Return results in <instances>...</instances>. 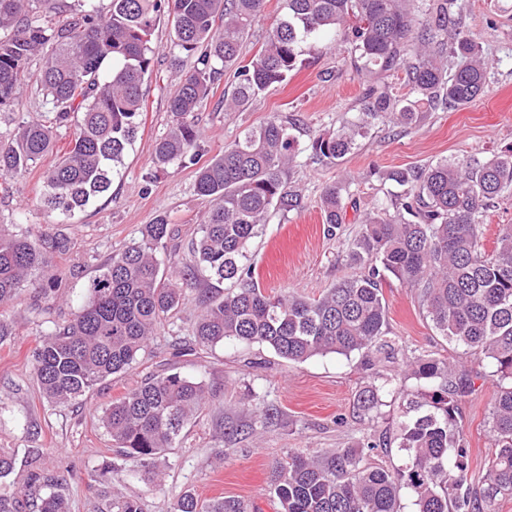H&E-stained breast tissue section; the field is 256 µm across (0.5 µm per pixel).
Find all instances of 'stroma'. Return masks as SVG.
Listing matches in <instances>:
<instances>
[{"label": "stroma", "instance_id": "35a3bbf8", "mask_svg": "<svg viewBox=\"0 0 512 512\" xmlns=\"http://www.w3.org/2000/svg\"><path fill=\"white\" fill-rule=\"evenodd\" d=\"M463 18L491 63L485 93L470 104L428 113L407 129L376 125L338 165L313 163L310 140L354 120L365 88L348 51L325 36L317 48L303 50L286 82L244 110L224 109V99L235 87L233 70H226L194 115L200 132L196 162L163 171L154 162V145L174 122L168 99L179 82V51L170 19L161 17L152 34L156 53L144 86L146 108L139 117V133L110 189L66 225L41 207L42 170L55 163L57 151L66 150L71 139L70 131L62 128L56 132V152L45 156L41 167L0 181V224L19 231H61L71 240L70 251L56 260L57 268L67 273L61 288L46 298L32 287L22 288L5 309L13 334L0 343V454L13 456L16 474H23L27 461L38 457L40 466L58 477L67 512H97L98 490L90 473L105 459L119 465L112 475L114 490L138 496L143 512H169L173 495L186 490L203 499L237 498L247 512H279L268 489L276 459L291 450L313 455L396 434L399 397L385 396L368 419L356 413L358 392L383 377L413 388L414 380L401 370L403 357L457 359L462 349L435 330L418 290L392 278L384 286L387 327L401 357L372 366L359 353L291 363L256 343L231 341L201 348L194 338L201 311L197 289L186 291L178 312L157 325L132 369L108 378L72 404L42 397L33 352L46 332L71 318L88 280L113 253L137 241L144 225L165 218L174 231L169 249L180 261H189V248L211 206L195 191L198 166L276 114L297 121L293 135L299 153L293 177L306 207L299 213L272 214L250 244L246 262L269 294L291 289L313 297L354 273L348 251L359 216L374 201L387 198L388 187L378 173L442 159L482 161L512 144V0H464ZM42 66V58L33 59L26 91L0 105V141H7L23 121H51L40 91ZM348 178L355 181L357 206L330 237L322 224L319 197L325 184ZM471 368L481 378L461 405L460 425L470 450V472L477 477L490 453L492 385L483 364L475 361ZM171 370L202 382L213 399L185 425L178 447L147 471L138 460L118 457L99 417L113 399ZM267 407L274 409L275 418L264 423L260 414Z\"/></svg>", "mask_w": 512, "mask_h": 512}]
</instances>
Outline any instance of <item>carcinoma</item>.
<instances>
[{
  "label": "carcinoma",
  "mask_w": 512,
  "mask_h": 512,
  "mask_svg": "<svg viewBox=\"0 0 512 512\" xmlns=\"http://www.w3.org/2000/svg\"><path fill=\"white\" fill-rule=\"evenodd\" d=\"M54 2L0 0V104L19 97L29 60L41 53V91L54 112V124L31 119L0 142V177L35 167L54 150L55 129L73 127L67 151L44 173L41 198L62 224L109 190L136 140V119L145 108L142 86L155 54L152 30L163 13L171 17L181 78L168 100L176 123L154 147L162 170L195 160L199 134L189 116L227 66H236V85L224 107L240 108L285 82L302 44L322 35L350 50L366 83L358 121L309 144L311 159L325 166L341 161L375 124L409 128L423 113L455 110L486 88L487 63L452 15L456 0H429L422 18L413 17L408 0H285L284 16L245 65L239 64L240 49L265 0H111L106 14L99 0H81V14L61 25L30 17L35 7L52 12ZM400 71L410 98H397L381 85L384 75ZM290 128L288 117L275 116L197 170L195 190L212 207L193 245V263L181 265L168 251L171 230L159 218L88 281L73 318L44 334L35 348L43 396L53 403L75 401L131 369L156 325L177 310L202 271L230 284L224 297L202 298L196 339L204 347L258 343L293 363L330 353L393 359L383 295L392 276L421 288L422 306L441 335L466 357L494 367L485 474L478 485L470 482V452L459 425L461 403L474 391L473 375L462 364L419 355L403 359L406 375L424 382L403 394L394 438L403 467L392 471L366 462L365 451L382 447L373 441L313 456L290 451L272 467L270 493L281 512H404L405 492L413 512H496L497 501L512 496V226L500 230L488 253L479 217L512 195V145L484 161L444 159L424 168L371 172L401 191L361 221L350 256L362 272L310 299L290 290L265 293L252 267L242 264L271 212L304 208L302 190L290 179L297 152ZM348 199L356 203L348 181L324 189L320 211L327 235L346 223ZM68 249L59 232H13L0 224V305ZM392 385L386 378L361 390L358 411L372 415ZM207 397L200 382L178 372L159 375L113 401L101 423L113 445L148 470L174 447ZM115 469L104 460L91 474L107 502L105 512H142L137 499L112 491ZM13 485L0 493V512H66L50 471L33 465ZM170 512L244 509L235 498L202 500L184 492Z\"/></svg>",
  "instance_id": "1"
}]
</instances>
